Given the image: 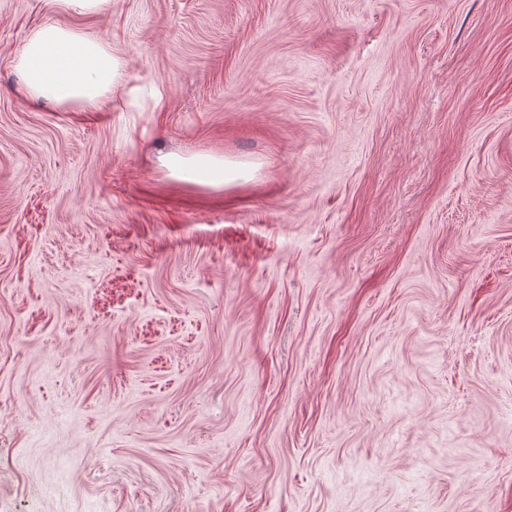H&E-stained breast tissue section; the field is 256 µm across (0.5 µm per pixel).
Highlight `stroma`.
<instances>
[{
    "instance_id": "1",
    "label": "stroma",
    "mask_w": 512,
    "mask_h": 512,
    "mask_svg": "<svg viewBox=\"0 0 512 512\" xmlns=\"http://www.w3.org/2000/svg\"><path fill=\"white\" fill-rule=\"evenodd\" d=\"M0 512H512V0H0ZM54 4L70 14H97L111 5V0H52ZM14 62L36 98L92 107L120 92L112 55L67 27H40L15 50ZM164 165L170 176L176 179L213 188L223 187L233 180L231 170L226 166L223 157L171 155L165 160Z\"/></svg>"
}]
</instances>
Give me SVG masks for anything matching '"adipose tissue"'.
I'll use <instances>...</instances> for the list:
<instances>
[{
    "label": "adipose tissue",
    "instance_id": "adipose-tissue-1",
    "mask_svg": "<svg viewBox=\"0 0 512 512\" xmlns=\"http://www.w3.org/2000/svg\"><path fill=\"white\" fill-rule=\"evenodd\" d=\"M14 62L36 98L92 107L119 90L111 54L100 42L67 27H40L15 50ZM165 165L176 179L213 188L232 180L224 159L216 156L172 155Z\"/></svg>",
    "mask_w": 512,
    "mask_h": 512
}]
</instances>
